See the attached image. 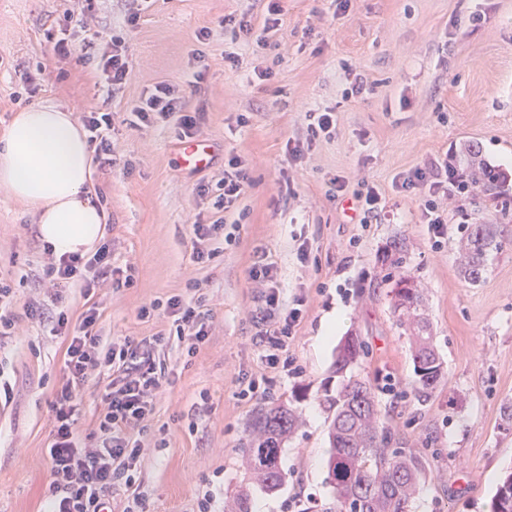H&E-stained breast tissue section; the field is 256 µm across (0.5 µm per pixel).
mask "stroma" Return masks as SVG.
<instances>
[{"mask_svg": "<svg viewBox=\"0 0 512 512\" xmlns=\"http://www.w3.org/2000/svg\"><path fill=\"white\" fill-rule=\"evenodd\" d=\"M267 0H146L128 25L130 0H0V133L22 108L51 104L80 117L95 110L107 86L80 55L54 46L64 12L88 29L124 33L131 81L112 104V162L95 160V198L108 214L102 240L113 266L131 284L100 280L55 284L57 265L39 240L27 205L0 189V282L15 292L16 330L0 340V374L11 398L0 403V512H42L54 477L52 404L64 382L66 349L88 309L104 342L168 332L164 304L206 297L208 336L194 356L170 342L153 351L165 375L144 436L140 491L148 512H198L204 493L212 512L248 487L252 512H322L330 420L322 399L341 380L332 372L345 336L362 352L353 372L367 381L387 427L388 449L409 448L427 464L412 512H488L499 478L512 469V429L500 409L512 401V211L496 212L483 186L448 202V235L433 243L422 209L423 188L395 180L448 149L478 151L512 194V0H283L277 46L224 31V16L262 23ZM209 39L197 41L201 29ZM203 52L204 81L187 86L192 51ZM239 57L225 63V53ZM40 71L35 91L20 76ZM268 79H257L260 71ZM160 82L184 88L198 115V136L213 163L189 171L178 161L177 118L133 126L128 107ZM331 112V135L308 141L307 113ZM306 150L292 159L287 143ZM242 158L244 192L209 260L193 257L194 223L218 215L211 192L229 155ZM345 191H338L337 181ZM379 190L383 210L363 225L350 207L363 185ZM209 194H201L200 186ZM465 224H499L505 240L488 259L480 285L461 279L454 242ZM309 256L300 259L298 248ZM278 271L284 306L304 298L288 344L296 373L272 372L266 394L238 395L240 380L261 371L253 338L261 290L251 276L256 248ZM411 276L422 290L446 379L426 402L413 394L410 340L393 314L395 281ZM42 305L44 319L27 316ZM150 317H141L144 307ZM334 311L344 320L328 344L317 340ZM66 314L61 334L48 317ZM107 373L92 372L81 391L76 428L96 444ZM293 405L299 426L283 444V485L267 491L250 478L245 450L261 409Z\"/></svg>", "mask_w": 512, "mask_h": 512, "instance_id": "35a3bbf8", "label": "stroma"}]
</instances>
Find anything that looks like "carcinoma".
I'll use <instances>...</instances> for the list:
<instances>
[{
	"label": "carcinoma",
	"mask_w": 512,
	"mask_h": 512,
	"mask_svg": "<svg viewBox=\"0 0 512 512\" xmlns=\"http://www.w3.org/2000/svg\"><path fill=\"white\" fill-rule=\"evenodd\" d=\"M473 176L496 189L497 177L483 163L471 164ZM502 247L498 224H467L458 237V272L476 285L487 270L489 254ZM420 302L418 289L406 277L397 281L394 311L403 315ZM414 363V394L426 401L445 377L444 362L433 345L428 321L413 328L410 336ZM357 337L348 336L338 348L334 373L343 384L336 395L324 399L330 415L331 453L328 482L333 506L325 512H411L414 488L424 477L426 462L412 450L384 448L386 435L380 426L371 386L352 374L359 356ZM296 411L276 405L258 415L254 426L261 438L247 450L246 465L269 491L282 485L281 444L295 430ZM512 473L505 475L491 498L490 512H512ZM224 512H251L247 489L225 502Z\"/></svg>",
	"instance_id": "obj_1"
}]
</instances>
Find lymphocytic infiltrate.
<instances>
[{
  "mask_svg": "<svg viewBox=\"0 0 512 512\" xmlns=\"http://www.w3.org/2000/svg\"><path fill=\"white\" fill-rule=\"evenodd\" d=\"M282 12L279 0H269L262 27H255L248 16H225L223 25L234 34L255 36L258 47L267 49L275 44L281 26ZM82 19L64 13L60 28L61 38L55 44L58 54L69 55L80 49L85 59L95 63L104 78L108 96H115L130 81L133 73L132 57L125 38L106 32L92 37L72 40L71 32L83 29ZM137 121L148 124L153 120L178 115L181 136L196 135L197 118L187 112L185 95L179 87L156 84L153 90L141 96L131 109ZM472 184L470 174L454 163L452 153H445L425 167L405 177L402 189L420 185L426 188L422 216L434 237H443L448 219L442 203L452 193H464ZM112 270V251L103 245L90 259L77 255L60 258L52 272L56 281L69 282L84 277L85 290L96 286V275ZM252 275L264 291V316L274 318L272 328L255 338L262 362L272 369H288V342L301 317L297 307L284 308L277 286V268L270 262L265 249H258ZM203 298L193 304H183L173 297L167 302V312L173 318V339L185 345L188 354H195L207 331L201 319ZM97 321L95 310H88L66 350V380L52 405L54 413V441L49 450L54 489L45 504L44 512H105L114 489L125 488L127 503L123 512H145L146 503L139 491L137 463L143 454L140 436L147 430L146 420L153 410V399L160 386L161 375L152 358L150 339H127L120 344L103 345L101 336L94 333ZM109 367L117 372L107 386L105 410L98 418V444L93 448L81 446L75 430L76 394L90 373Z\"/></svg>",
  "mask_w": 512,
  "mask_h": 512,
  "instance_id": "1",
  "label": "lymphocytic infiltrate"
}]
</instances>
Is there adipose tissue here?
Listing matches in <instances>:
<instances>
[{
  "instance_id": "1",
  "label": "adipose tissue",
  "mask_w": 512,
  "mask_h": 512,
  "mask_svg": "<svg viewBox=\"0 0 512 512\" xmlns=\"http://www.w3.org/2000/svg\"><path fill=\"white\" fill-rule=\"evenodd\" d=\"M93 154L70 113L52 105L17 112L0 134V187L29 205L55 256L86 255L108 216L92 194Z\"/></svg>"
}]
</instances>
